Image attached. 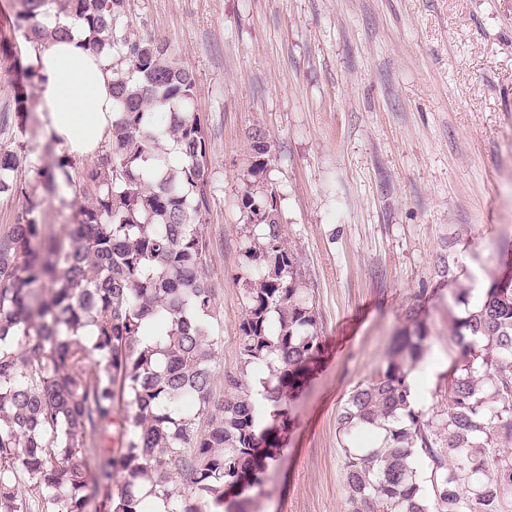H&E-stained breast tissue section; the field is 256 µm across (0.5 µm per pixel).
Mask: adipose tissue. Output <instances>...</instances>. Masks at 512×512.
Instances as JSON below:
<instances>
[{"label": "adipose tissue", "instance_id": "obj_1", "mask_svg": "<svg viewBox=\"0 0 512 512\" xmlns=\"http://www.w3.org/2000/svg\"><path fill=\"white\" fill-rule=\"evenodd\" d=\"M87 32L72 28L69 38L32 45L26 62L42 80L40 111L50 138L68 154L95 155L112 131V58L86 45Z\"/></svg>", "mask_w": 512, "mask_h": 512}]
</instances>
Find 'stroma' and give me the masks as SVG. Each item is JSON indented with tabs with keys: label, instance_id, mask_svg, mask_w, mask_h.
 <instances>
[{
	"label": "stroma",
	"instance_id": "obj_1",
	"mask_svg": "<svg viewBox=\"0 0 512 512\" xmlns=\"http://www.w3.org/2000/svg\"><path fill=\"white\" fill-rule=\"evenodd\" d=\"M134 37L168 41L191 71L208 135L204 233L218 293V370L236 369L243 318L239 207L248 132L318 313L322 352L251 512H344L337 416L376 377L419 310L438 366L417 383L439 408L458 355L462 291L505 275L512 250V0H129ZM92 192L48 204L63 237ZM447 255L450 271L434 262Z\"/></svg>",
	"mask_w": 512,
	"mask_h": 512
}]
</instances>
